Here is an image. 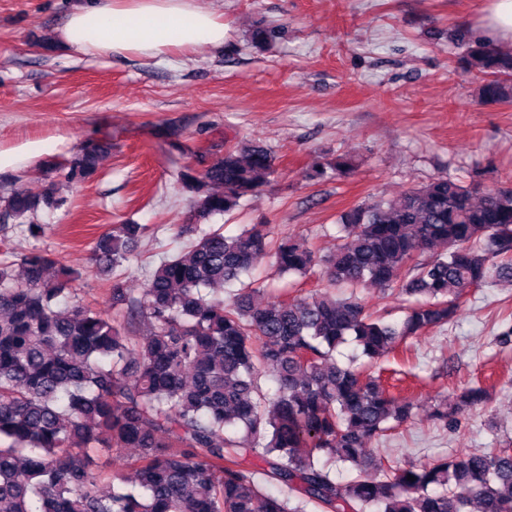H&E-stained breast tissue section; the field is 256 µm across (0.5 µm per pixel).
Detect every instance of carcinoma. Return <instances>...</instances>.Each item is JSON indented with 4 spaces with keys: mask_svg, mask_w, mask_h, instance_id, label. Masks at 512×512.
I'll return each instance as SVG.
<instances>
[{
    "mask_svg": "<svg viewBox=\"0 0 512 512\" xmlns=\"http://www.w3.org/2000/svg\"><path fill=\"white\" fill-rule=\"evenodd\" d=\"M464 60L481 103L512 105V50L474 37ZM107 150L86 141L46 172L82 183ZM276 174L273 152L256 141L216 159L197 155L180 175L191 221L177 235L188 245L137 290L112 281L104 309L72 288L80 273L48 275L49 251L17 260L4 252L0 512H304L309 504L320 512H512L507 449L397 469L366 447L416 408L375 365L409 337L447 325L468 289L512 284V185L442 176L358 204L339 215L343 236L324 256L270 238L263 224L227 236L212 223ZM65 204L50 182L15 186L0 196V228L23 224L39 237V211ZM148 230L112 225L92 266L129 265ZM262 259L291 286L320 265L323 288L288 300V290L251 279ZM366 284L400 298L404 316L391 322L369 311L356 295ZM349 340L365 362L336 360ZM485 402L472 386L451 404L439 399L431 419L446 424ZM108 452L132 482L95 471L93 455ZM247 456L264 464L265 480L243 465ZM272 484L287 492L271 493Z\"/></svg>",
    "mask_w": 512,
    "mask_h": 512,
    "instance_id": "cac0c4a2",
    "label": "carcinoma"
}]
</instances>
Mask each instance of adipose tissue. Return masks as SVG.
<instances>
[{"mask_svg": "<svg viewBox=\"0 0 512 512\" xmlns=\"http://www.w3.org/2000/svg\"><path fill=\"white\" fill-rule=\"evenodd\" d=\"M59 39L86 56L162 60L174 50L224 43V18L197 0H84Z\"/></svg>", "mask_w": 512, "mask_h": 512, "instance_id": "adipose-tissue-1", "label": "adipose tissue"}]
</instances>
